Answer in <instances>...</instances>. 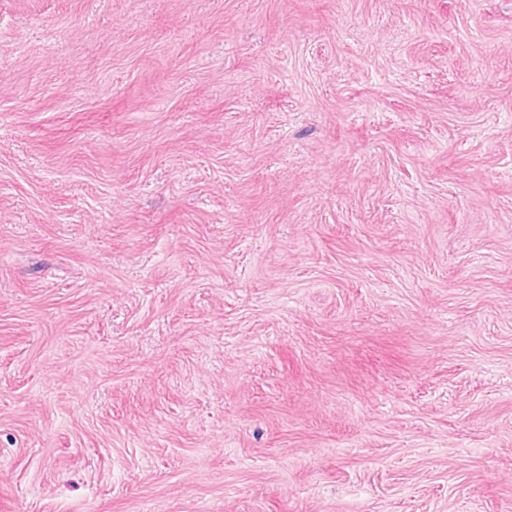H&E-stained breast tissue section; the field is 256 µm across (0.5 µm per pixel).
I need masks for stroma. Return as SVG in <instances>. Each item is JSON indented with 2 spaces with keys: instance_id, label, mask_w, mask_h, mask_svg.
I'll list each match as a JSON object with an SVG mask.
<instances>
[{
  "instance_id": "stroma-1",
  "label": "stroma",
  "mask_w": 512,
  "mask_h": 512,
  "mask_svg": "<svg viewBox=\"0 0 512 512\" xmlns=\"http://www.w3.org/2000/svg\"><path fill=\"white\" fill-rule=\"evenodd\" d=\"M0 512H512V0H0Z\"/></svg>"
}]
</instances>
